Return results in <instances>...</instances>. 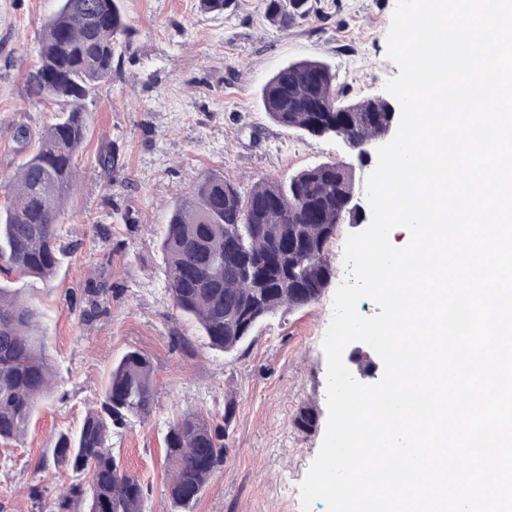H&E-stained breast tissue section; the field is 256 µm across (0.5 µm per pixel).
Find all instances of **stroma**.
Wrapping results in <instances>:
<instances>
[{"label":"stroma","instance_id":"35a3bbf8","mask_svg":"<svg viewBox=\"0 0 512 512\" xmlns=\"http://www.w3.org/2000/svg\"><path fill=\"white\" fill-rule=\"evenodd\" d=\"M58 4L0 0V182L24 158L15 128L35 138L55 119L54 105L30 95L28 75L37 64L40 26ZM394 6L312 0L310 14L283 32L265 19L261 0H232L221 15L202 10L200 0H122L130 36L86 114L78 190L60 231L67 252L48 281H8L43 314L58 383L23 440L0 445V512H54L59 489L73 480L50 463L55 443L78 429L113 364L130 350L153 365L157 405L147 420L113 436L111 448L141 480L145 512H173L163 438L169 421L187 410L227 427L224 466L193 512H306L300 485L327 423L322 338L333 288L309 306L271 317L224 354L173 311L159 226L208 173L246 193L265 179L285 183L304 169L343 161L356 189H364L370 166L340 139L275 124L261 87L288 63L309 59L331 67L347 98L383 95L399 72L387 55ZM107 146L117 156L109 170L97 162ZM90 280L109 290L105 313L92 319L83 315ZM175 336L188 338L190 349L175 348ZM308 408L317 423L305 431L295 420ZM34 489L41 500H32Z\"/></svg>","mask_w":512,"mask_h":512}]
</instances>
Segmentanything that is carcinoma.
Listing matches in <instances>:
<instances>
[{
	"label": "carcinoma",
	"instance_id": "carcinoma-1",
	"mask_svg": "<svg viewBox=\"0 0 512 512\" xmlns=\"http://www.w3.org/2000/svg\"><path fill=\"white\" fill-rule=\"evenodd\" d=\"M263 4L266 18L283 31L311 9V0ZM127 32L120 0H60L42 23L30 92L60 109L33 146L27 130L16 129L14 138L27 154L12 179L0 185L9 199L0 210V272L47 278L57 269L65 252L59 224L77 179L87 101L111 78ZM262 102L286 130L329 137L340 124L356 142L378 131L373 120L382 106L379 100L346 99L336 90V74L318 60L278 70L264 84ZM351 186L352 173L340 161L305 169L286 184L262 182L247 194L222 176L200 178L163 231L173 308L196 320L212 348L230 353L280 310L318 300L335 276L330 245ZM106 292L96 284L84 289L89 309L83 315L99 316V298ZM45 335L38 308L18 289L0 286L1 441L20 440L37 404L55 387ZM155 408L152 364L129 351L112 366L99 406L86 413L75 434L58 438L53 463L88 474L90 482L60 492L55 512H72L75 501L85 512H145L143 485L122 467L109 440L113 430L149 418ZM225 433L198 411L168 423V495L178 512H191L224 467Z\"/></svg>",
	"mask_w": 512,
	"mask_h": 512
}]
</instances>
